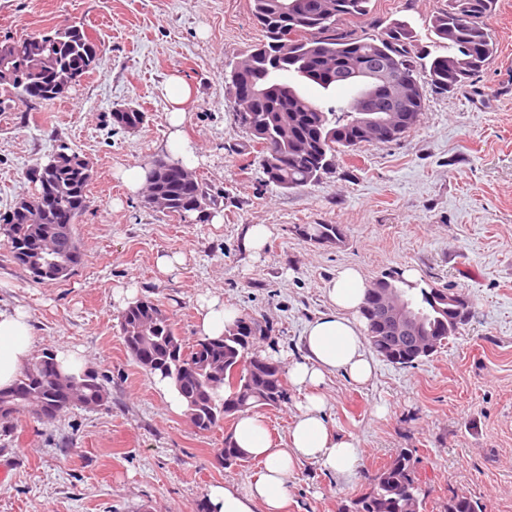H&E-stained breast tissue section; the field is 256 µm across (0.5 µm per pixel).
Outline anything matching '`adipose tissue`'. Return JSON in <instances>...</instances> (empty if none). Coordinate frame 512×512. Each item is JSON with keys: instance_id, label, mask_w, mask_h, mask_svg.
I'll return each mask as SVG.
<instances>
[{"instance_id": "1", "label": "adipose tissue", "mask_w": 512, "mask_h": 512, "mask_svg": "<svg viewBox=\"0 0 512 512\" xmlns=\"http://www.w3.org/2000/svg\"><path fill=\"white\" fill-rule=\"evenodd\" d=\"M165 92L169 102L168 151L186 167H195V149L181 136L193 90L181 77L173 76ZM367 288L365 276L352 266L339 270L326 284L328 309L307 324L302 355L288 368L300 399L286 441L274 444L259 414H241L232 440L247 456L258 460L261 468L246 483L209 487L207 499L212 512H282L288 499V479L303 461L317 463L343 483L356 477V444L351 436L337 434L328 423L322 388L327 377L336 373L361 385L374 375L375 362L367 348L366 324L361 316ZM197 315L199 335L210 337L223 334L236 317L221 295L209 291L199 295ZM33 343L26 310L0 306V388L14 382L30 358Z\"/></svg>"}]
</instances>
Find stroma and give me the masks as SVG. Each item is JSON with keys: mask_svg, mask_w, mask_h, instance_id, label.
<instances>
[{"mask_svg": "<svg viewBox=\"0 0 512 512\" xmlns=\"http://www.w3.org/2000/svg\"><path fill=\"white\" fill-rule=\"evenodd\" d=\"M443 6L375 0L368 31L400 19L421 51L444 54L427 27ZM66 18L84 23L100 62L62 98L0 112V210L31 191L26 169L66 141L94 167L93 204L77 223L83 261L66 280L38 284L0 244V303L28 310L34 352L80 349L109 398L46 424L21 419L0 435L8 468L0 512H196L209 486L246 482L257 460L218 461L234 418L199 432L169 411L126 351L112 290L137 283L188 347L198 339V296L218 293L267 327L258 348L287 365L301 355L306 324L328 308L324 283L345 265L371 282L417 268L420 284L468 296L474 315L414 366L379 362L363 386L327 378V419L356 440L358 476L342 484L300 463L285 512H341L404 449L413 452L425 512H441L455 492L486 512H512V0H497L487 20L496 52L471 84L428 91L419 123L400 140L337 152L317 183L288 191L266 182L261 151L236 127L224 84L225 63L263 38L249 0H0V37ZM174 75L195 91L183 132L202 158L196 174L219 224L146 208L120 178L164 154L163 88ZM125 104L148 115L136 131L110 123ZM251 224L274 231L258 260L241 246ZM305 224L339 225L341 240L310 241L298 233ZM170 254L183 263L159 277L156 260Z\"/></svg>", "mask_w": 512, "mask_h": 512, "instance_id": "35a3bbf8", "label": "stroma"}]
</instances>
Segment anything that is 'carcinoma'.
Instances as JSON below:
<instances>
[{
  "instance_id": "1",
  "label": "carcinoma",
  "mask_w": 512,
  "mask_h": 512,
  "mask_svg": "<svg viewBox=\"0 0 512 512\" xmlns=\"http://www.w3.org/2000/svg\"><path fill=\"white\" fill-rule=\"evenodd\" d=\"M374 0H321L323 10L312 13L308 22L291 26L289 16L273 8V0H250L254 20L265 33V39L254 46L243 62L228 64L226 82L238 81L261 91L249 101L235 96V120L251 142L261 147L266 182L282 190L306 187L318 181L333 153L340 148L354 149L367 140L350 126V117L360 112L359 96L340 106H328L312 100L291 84L289 77L298 76L325 91L345 87L338 74L358 64L368 55H385L393 63L399 78L416 89L412 103V121L404 127L409 131L419 122L426 108L425 86L449 92L474 79L494 54V44L486 19L492 14L496 0H446L445 8L431 15L428 28L441 43L451 49L446 55L432 56L424 65L427 82H422L414 50L412 28L396 20L379 35L348 30L345 24L367 18ZM58 70L63 81L72 85L97 66L99 45L87 34L85 27H55ZM41 34L0 41V52L15 56L22 67L15 82L0 81V110L16 101L47 103L62 92L52 79L31 71L29 56ZM146 113L134 106H123L112 112V124L120 128L140 127ZM306 141L307 154L296 153V144ZM57 165L49 168L39 162L27 169L26 179L34 185V193L19 194L8 210L0 212V237L14 263L27 270L37 282L47 276L30 263L29 250L35 240L46 235L53 239L56 259L67 265L60 278L74 273L82 262L80 240L75 231L78 218L86 211L91 178L83 169L70 163L78 155L67 142L59 141L53 149ZM288 155L286 168L273 164L275 157ZM160 189L168 199L167 213L185 216L202 214L213 200L201 182L190 183L172 169L158 166L153 171ZM48 191L57 194L55 208L48 211L42 224L28 223L25 200ZM309 239L336 236V224H309ZM380 287L396 288L407 293L421 315L425 329L444 340L456 334L462 322L456 319L457 306L448 303V289L424 288L404 278L387 274L379 278ZM120 330L128 355L139 366L149 357L155 362L152 372L173 379L185 405L184 415L195 421L201 431H209L226 417L240 413L236 398L246 385L267 393L270 407L288 401L284 372L274 368L277 360L255 351V342L248 336L235 334L233 320L217 337L199 339L192 347L184 346L174 325L161 306L149 298L128 305L118 316ZM370 348L384 361L412 367L427 357L407 345L396 349L369 342ZM257 357L262 363L255 365ZM67 375L53 370L41 358L32 357L8 389H0V434L13 432L21 417L35 418L28 399L36 396L53 408L62 399L61 380ZM225 466H238L248 461L232 440L224 441L219 453ZM424 497L416 477L415 461L410 451H402L381 468L371 480L368 492L352 502L351 512H423ZM443 512H485V507L465 493H453L443 505Z\"/></svg>"
}]
</instances>
